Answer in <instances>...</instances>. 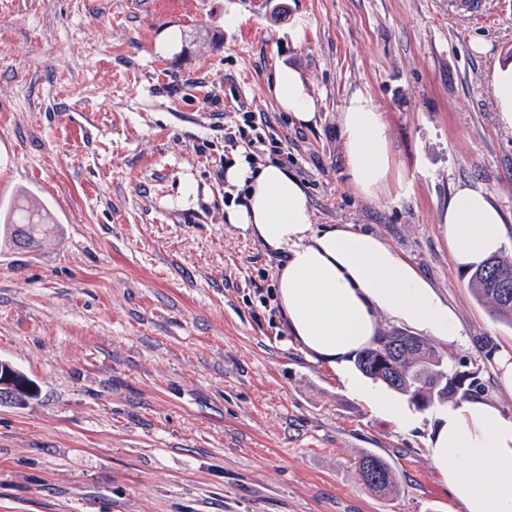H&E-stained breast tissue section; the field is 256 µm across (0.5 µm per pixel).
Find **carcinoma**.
<instances>
[{
  "mask_svg": "<svg viewBox=\"0 0 512 512\" xmlns=\"http://www.w3.org/2000/svg\"><path fill=\"white\" fill-rule=\"evenodd\" d=\"M36 214L38 209L34 207L5 213L0 223V249L38 248L44 227L30 221V216ZM467 276L475 297L488 305L497 319L512 323V298L503 295L506 289L512 292V258L492 257ZM355 364L365 377L383 383L417 406L465 397L473 387L465 374L448 370V363L430 343L399 329L382 333L373 346L358 355ZM13 372V381L0 390V404L24 406L35 397L29 389L32 380L16 368ZM357 470L365 486L375 493L389 494L396 487L393 468L375 454L364 453Z\"/></svg>",
  "mask_w": 512,
  "mask_h": 512,
  "instance_id": "obj_1",
  "label": "carcinoma"
}]
</instances>
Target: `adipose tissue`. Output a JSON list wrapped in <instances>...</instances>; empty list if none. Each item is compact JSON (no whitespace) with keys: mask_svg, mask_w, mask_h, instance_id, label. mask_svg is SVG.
Returning a JSON list of instances; mask_svg holds the SVG:
<instances>
[{"mask_svg":"<svg viewBox=\"0 0 512 512\" xmlns=\"http://www.w3.org/2000/svg\"><path fill=\"white\" fill-rule=\"evenodd\" d=\"M269 92L298 123H315L317 100L297 69H279ZM341 125L353 183L361 194H375L391 176L387 128L376 104L364 94L352 95ZM224 180L240 195L226 208L225 223L279 261L275 298L289 335L311 358L338 369L346 390L395 423L409 425L404 406L365 387L343 366L376 341L384 315L442 342L462 343L454 308L379 236L349 224L318 226L304 186L286 168L255 166L241 155L227 164ZM440 230L452 262L462 270L507 243L500 210L485 192L468 186L456 188ZM437 419L429 455L462 512H512V414L493 398L474 396L448 404Z\"/></svg>","mask_w":512,"mask_h":512,"instance_id":"1","label":"adipose tissue"}]
</instances>
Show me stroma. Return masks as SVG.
Returning a JSON list of instances; mask_svg holds the SVG:
<instances>
[{"label": "stroma", "mask_w": 512, "mask_h": 512, "mask_svg": "<svg viewBox=\"0 0 512 512\" xmlns=\"http://www.w3.org/2000/svg\"><path fill=\"white\" fill-rule=\"evenodd\" d=\"M0 0V202L42 205L36 251L0 252V360L36 385L0 405V512H461L426 448L436 408L395 424L288 334L277 261L224 221L225 127L264 113L265 160L304 183L317 224L402 251L456 311L454 370L493 393L512 326L442 240L457 186L512 232V127L491 76L512 0ZM236 13V24L225 16ZM301 37H294L296 25ZM294 66L315 125L267 86ZM371 96L392 178L349 174L340 114ZM372 452L398 488L367 489Z\"/></svg>", "instance_id": "1"}]
</instances>
